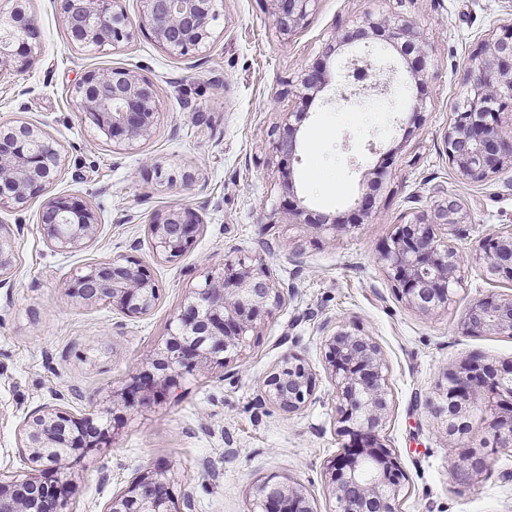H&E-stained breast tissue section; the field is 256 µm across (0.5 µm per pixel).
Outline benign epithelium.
<instances>
[{
    "instance_id": "7a95c632",
    "label": "benign epithelium",
    "mask_w": 512,
    "mask_h": 512,
    "mask_svg": "<svg viewBox=\"0 0 512 512\" xmlns=\"http://www.w3.org/2000/svg\"><path fill=\"white\" fill-rule=\"evenodd\" d=\"M218 0H143L133 22L121 0H60L69 44L85 48H115L137 32L149 34L168 51L187 56L212 38ZM276 27L291 36L313 10L317 0H272ZM388 31V40L425 52L413 41L412 23L393 24L383 19L371 28ZM37 38L30 24L20 23L19 8L0 11V71L24 70L32 63L29 40ZM341 46L368 48L347 59L339 89L346 100L355 94L350 78L361 73L372 79L371 88L390 90L383 68L371 58L368 29L356 26L336 35ZM466 79L473 96L457 112L445 131L448 160L465 183L481 181L512 165V139L500 128L497 115L512 101V28L476 56ZM329 80L325 72L306 69L296 84V96L312 99ZM81 114L96 131L112 141L116 150L132 149L152 136L157 117V96L147 79L126 70H90L76 89ZM306 112L295 113L273 142L285 163L298 159L301 122ZM62 151L41 129L29 124L0 129V209H20L41 196L61 175ZM315 229L339 227L336 219L298 209ZM466 214L456 202L436 205L398 226L392 243L379 251L378 263L396 283L400 297L412 307L430 312L447 307L452 285L464 257L441 233L448 225L465 223ZM45 236L62 251H78L98 231V214L86 200L68 195L47 199L40 212ZM203 227L201 217L189 207L154 216L147 225L153 249L167 259L186 255ZM489 272L512 281V231L498 232L481 245ZM13 267L11 236L0 234V286ZM66 295L77 305L110 304L129 317L147 314L156 304L158 288L150 271L135 256H119L85 266L65 284ZM284 302V293L248 268H227L208 275L191 289L165 346L132 375L112 406L75 414L61 406H44L23 423L22 448L31 474L22 480L0 479V512H65L76 484L73 467L93 451L110 445L114 430L127 411H142L175 386L179 378L214 365H224L223 354L233 351L252 331L257 318ZM463 330L512 334V296L487 297L465 313ZM326 360L336 388L338 432L349 438L326 467L328 489L338 512H398L401 471L393 450L381 440L390 410L386 364L378 344L369 336L337 330L325 340ZM447 433L462 432L467 414L477 409L493 411L490 426L495 447L512 450V364L500 368L474 357L448 371ZM266 397L282 410L294 412L311 396L314 374L299 362L286 359L263 381ZM490 467L487 456L465 452L448 461L455 475L470 478ZM173 465L161 461L139 472L129 486L112 497L106 512H194L192 494H177ZM259 512H314L303 486L272 474L256 487Z\"/></svg>"
}]
</instances>
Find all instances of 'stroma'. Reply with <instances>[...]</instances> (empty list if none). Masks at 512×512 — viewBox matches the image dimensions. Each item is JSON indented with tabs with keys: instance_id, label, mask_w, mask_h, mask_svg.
<instances>
[{
	"instance_id": "stroma-1",
	"label": "stroma",
	"mask_w": 512,
	"mask_h": 512,
	"mask_svg": "<svg viewBox=\"0 0 512 512\" xmlns=\"http://www.w3.org/2000/svg\"><path fill=\"white\" fill-rule=\"evenodd\" d=\"M18 5L38 32L35 60L25 71L0 72V126L26 122L59 143L66 166L52 191L91 202L99 226L85 248L60 251L39 224L43 198L0 210L15 246L14 269L0 286V477L30 470L20 437L32 410L81 413L121 391L163 344L190 289L241 263L285 288L283 305L258 319L224 366L184 376L150 409L131 413L110 447L76 467L70 512H106L113 495L160 460L174 464L196 512H257L255 487L271 474L300 483L315 512H336L325 467L346 439L324 342L339 329L373 337L388 366L392 404L382 436L403 472L399 512H512V451L495 448L486 411L469 416L464 437L447 435L445 378L474 355L512 363V334L461 329L473 302L512 294V281L477 258L482 239L512 229V166L463 183L442 139L470 95L464 75L473 54L512 27V0H317L286 39L271 0H221L210 44L186 57L143 34L114 50L74 48L58 0H0L5 12ZM369 18L412 21L426 66L411 73L395 50H384L396 68L389 94L346 102L336 86L347 52L326 48ZM317 65L330 78L325 91L307 102L289 95L302 70ZM112 69L148 79L159 98L152 137L123 153L89 126L74 97L87 71ZM301 109L310 118L300 160L287 167L271 142ZM289 178L297 199L343 229H315L293 215L282 188ZM364 193L375 199L367 216L351 209ZM454 198L466 221L444 234L465 263L448 308L424 313L401 300L377 256L399 224ZM182 207L200 214L203 230L191 252L170 261L154 252L147 225ZM120 255L150 269L154 308L130 317L72 303L66 280ZM291 355L314 372L315 389L290 413L266 398L262 381ZM465 450L489 456V470L453 475L448 461Z\"/></svg>"
}]
</instances>
